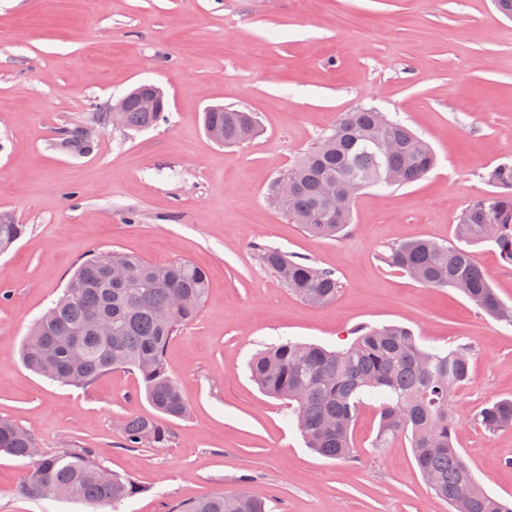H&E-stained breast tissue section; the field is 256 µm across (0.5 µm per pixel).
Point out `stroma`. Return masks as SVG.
I'll use <instances>...</instances> for the list:
<instances>
[{
    "mask_svg": "<svg viewBox=\"0 0 512 512\" xmlns=\"http://www.w3.org/2000/svg\"><path fill=\"white\" fill-rule=\"evenodd\" d=\"M143 83L164 90V119L112 126L110 105ZM216 103L253 113L257 134L212 141L203 113ZM361 105L410 127L437 165L409 185L362 189L344 235L312 236L271 203L272 185ZM76 126L92 133V152L60 149ZM506 157L512 18L493 0H0V213L27 227L0 255V419L43 453L92 449L143 488L115 508L27 499L28 463L0 452V512H164L239 489L276 512H448L408 438L373 448L375 400L360 405L356 457L342 462L307 448L283 401L251 378L268 346L341 349L357 328L388 325L423 345L470 346L471 379L453 396L456 446L485 491L512 501V429L473 419L512 398V326L385 261L413 239L455 243L463 210L491 190L484 174ZM261 244L332 272L335 300L306 305L262 262ZM112 250L187 260L209 278L202 310L165 350L190 413L162 418L161 447L124 444L122 421L153 412L139 374L69 387L20 361L76 265ZM470 252L512 305V264L489 242Z\"/></svg>",
    "mask_w": 512,
    "mask_h": 512,
    "instance_id": "stroma-1",
    "label": "stroma"
}]
</instances>
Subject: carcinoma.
<instances>
[{"label": "carcinoma", "mask_w": 512, "mask_h": 512, "mask_svg": "<svg viewBox=\"0 0 512 512\" xmlns=\"http://www.w3.org/2000/svg\"><path fill=\"white\" fill-rule=\"evenodd\" d=\"M162 112H143L134 99L124 103L121 126L131 130L156 125ZM205 127L234 145L257 133L248 112L224 108L207 112ZM386 137L396 149L380 160L374 140ZM92 142L74 127L62 147L77 153ZM435 164L429 144L402 123L374 108L344 112L330 134L283 172L288 195L274 184L271 197L294 223L320 238H335L351 223L352 202L367 186L391 187L421 179ZM485 180L496 190L463 211L456 237L466 244L493 243L512 263V159L493 167ZM0 214V253L25 233ZM264 264L288 289L311 306L336 298L338 282L329 272L295 260L273 247L259 248ZM385 261L429 288H454L493 319L512 324V306L490 285L472 254L456 245L416 239L391 249ZM112 266L125 268L127 280L112 279ZM205 270L188 262L154 265L117 251L83 259L62 295L40 316L22 346L24 364L63 386L87 387L118 369L136 371L145 395L159 413L183 419L188 405L168 374L164 352L180 328L192 321L207 299ZM343 349L291 340L259 353L251 377L268 395L284 401L307 447L339 461L355 458L350 430L363 398L379 402L380 421L373 447L399 437L410 440L413 458L434 494L453 512H512L509 504L480 488L454 444L457 426L451 395L470 377L469 347L420 345L401 326L356 329ZM489 432L512 428V399L489 403L475 413ZM130 448L169 441L170 432L153 417L122 423ZM34 440L24 429L0 420V451L33 461L21 488L29 499L61 498L98 505L117 504L142 492L129 476L101 477V465L88 448L30 454ZM168 512H270L245 491L218 493L171 505Z\"/></svg>", "instance_id": "carcinoma-1"}]
</instances>
